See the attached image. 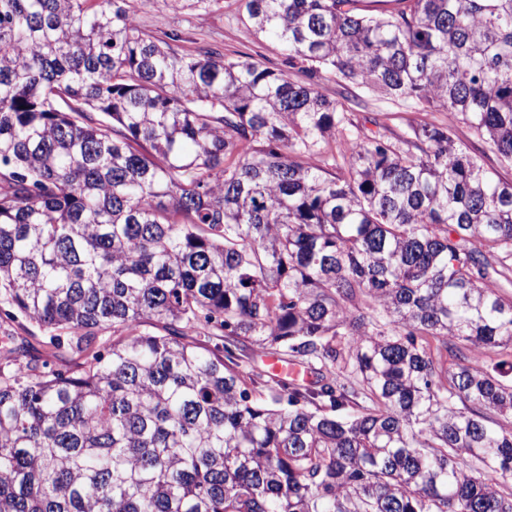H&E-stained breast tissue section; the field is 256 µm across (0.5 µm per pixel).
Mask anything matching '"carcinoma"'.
I'll list each match as a JSON object with an SVG mask.
<instances>
[{
  "label": "carcinoma",
  "instance_id": "1",
  "mask_svg": "<svg viewBox=\"0 0 512 512\" xmlns=\"http://www.w3.org/2000/svg\"><path fill=\"white\" fill-rule=\"evenodd\" d=\"M239 2L305 81L0 0V512H512V0ZM357 93L361 94L364 100L367 101V109L364 112H354V119L356 121L361 122L363 120V116L367 115L365 112H378V111H388L393 112V114H387V119L385 122L393 129H396L398 126H401L406 119H426L427 121H433L435 123H441L446 120L445 114L443 112H429L426 114L425 112L421 113H410V112H401L396 105L391 103H387L385 101L380 100V98L374 94L364 93L360 90L352 88ZM454 132L456 141L466 146L472 155L479 158L487 167L496 168L503 179L512 181V167L501 165L495 154L489 151L483 140L476 136L466 124L461 121L456 122Z\"/></svg>",
  "mask_w": 512,
  "mask_h": 512
}]
</instances>
